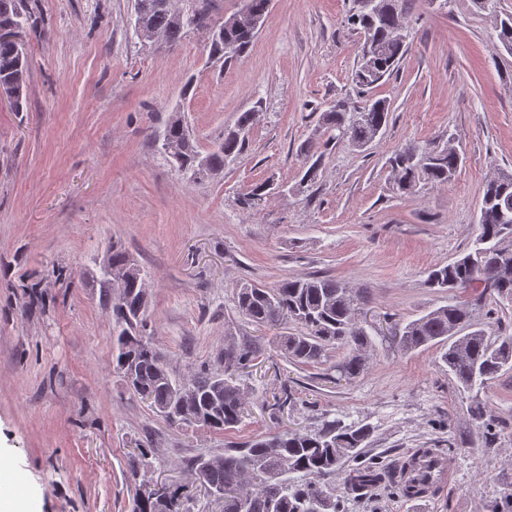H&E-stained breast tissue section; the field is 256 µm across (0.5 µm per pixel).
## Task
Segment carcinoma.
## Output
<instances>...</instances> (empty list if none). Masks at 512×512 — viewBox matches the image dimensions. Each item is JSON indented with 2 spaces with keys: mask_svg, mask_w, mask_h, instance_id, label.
Returning a JSON list of instances; mask_svg holds the SVG:
<instances>
[{
  "mask_svg": "<svg viewBox=\"0 0 512 512\" xmlns=\"http://www.w3.org/2000/svg\"><path fill=\"white\" fill-rule=\"evenodd\" d=\"M143 41L155 35L173 47L190 28L211 26L213 0H199L198 10H178L173 0H139ZM497 0H473L475 6L494 15L500 43L512 50V15H497ZM379 13L369 20L355 11L352 25L361 35L360 60L352 82L363 91L391 76L406 51L399 33L402 8L399 0H377ZM39 23L27 0H0V30L18 33ZM254 39L251 30H224V37L209 40L210 60L230 63L242 56ZM29 61L23 42L0 41V99L17 111L23 109ZM357 110L329 104L324 111L327 129L354 147L372 143L390 118L389 104L373 99ZM245 139L225 130L214 149L201 154L181 116H170L163 134L164 153L176 155L178 169L195 181H203L224 170L226 163L242 155ZM302 181L315 183L324 150L314 142L301 147ZM390 165L396 171L395 185L402 194H414L427 185L446 184L457 172L453 148L408 145L394 151ZM512 172L502 170L483 187L474 249L446 264H437L427 274L430 288L471 290L478 298L497 297L512 302ZM113 285L100 278L103 301L112 307V366L127 387L140 395L148 393L147 404L160 414L173 408L185 410L194 423L215 432L238 426L245 417L244 395L235 373L250 367L256 351L246 344L224 346L217 366H205L187 379L175 377L162 353L146 337L147 295L144 274L123 251L112 246L108 256ZM364 293L327 275L288 277L272 286L244 283L236 296L238 313L257 328L292 322L298 332L278 337L284 357L304 366L324 361L327 351L348 350L336 364L343 380L356 378L365 370V360L355 350L369 343V333L359 324L358 313ZM441 347V360L455 380L459 392L470 401V412L479 422L486 443L496 438V424L479 399L505 369H512V336L491 341L486 330L476 327L473 311L450 303L436 308L402 328L401 347L414 351ZM297 405L296 393L283 385L275 397V409ZM373 429L324 419L313 429L284 430L226 448L218 454L193 457L188 468L194 481L224 491V512H339L327 479L345 462L357 458L369 443ZM384 475L367 466L356 468L347 479L348 491L360 494L380 482ZM133 512H191L178 490L160 496L151 489L136 492Z\"/></svg>",
  "mask_w": 512,
  "mask_h": 512,
  "instance_id": "obj_1",
  "label": "carcinoma"
}]
</instances>
